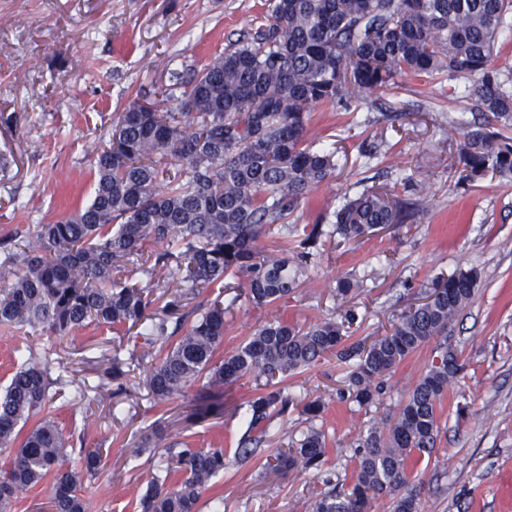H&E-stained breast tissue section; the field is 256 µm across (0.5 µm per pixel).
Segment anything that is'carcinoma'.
I'll return each instance as SVG.
<instances>
[{
    "instance_id": "1",
    "label": "carcinoma",
    "mask_w": 512,
    "mask_h": 512,
    "mask_svg": "<svg viewBox=\"0 0 512 512\" xmlns=\"http://www.w3.org/2000/svg\"><path fill=\"white\" fill-rule=\"evenodd\" d=\"M271 22L216 58L187 82L160 91L175 107L162 112L132 101L109 142L95 148L91 202L31 238L0 239V327L41 329L64 336L92 324L139 329L143 354L120 351L100 375L97 389L115 403L134 393L131 368L149 361L146 386L165 403L195 383L190 421L224 413V386L249 377L261 392L248 401V434L239 452L260 447L266 426L294 405L281 383L332 356L355 361L348 394L364 407L383 379L429 343L436 356L410 389L395 417L356 441L350 479L324 493L313 512H371L388 497L392 512H419L408 470L411 454L429 455L440 433L436 406L463 371L448 332L469 304L479 281L475 269L431 281L428 301L393 317L389 332L370 344L349 342L347 322L308 328L274 319L261 325L228 357L217 358L224 317L241 299L262 307L292 294L304 265L325 236L358 241L379 225L413 221L416 204L392 201L365 188L332 214V230L314 224L304 237L266 250L258 240L275 231L312 188L336 171V152L306 145L309 112L333 104L352 84L372 92L399 77L442 72L465 75L478 110L512 126V92L491 61L501 33L512 28V0H271ZM461 180L512 177V137L475 123L460 133ZM148 244L162 249L143 256ZM156 282L177 279L183 291L156 310L154 293L126 274L132 257ZM243 280L230 294L226 278ZM220 292L205 308L187 309V296ZM60 382L51 368L29 359L0 392V512L18 488L49 480L52 512H86L82 479L96 475L99 450L85 452L84 470L63 466L67 442L47 411ZM38 420L21 434L33 417ZM167 466L150 474L140 512H199L211 479L224 470V451L182 443ZM279 471H320L325 434L314 427L271 454Z\"/></svg>"
}]
</instances>
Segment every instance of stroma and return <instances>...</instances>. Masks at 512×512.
<instances>
[{
	"label": "stroma",
	"instance_id": "1",
	"mask_svg": "<svg viewBox=\"0 0 512 512\" xmlns=\"http://www.w3.org/2000/svg\"><path fill=\"white\" fill-rule=\"evenodd\" d=\"M267 19L266 0H0V236L34 235L38 225L89 203L94 148L109 140L128 104L156 99L171 71H201ZM470 84L453 73L409 75L388 89L349 91L311 112L306 139L336 146L338 168L288 216L287 234L265 235L262 248L327 223L364 179L392 198L420 201L424 215L357 242L323 239L287 299L235 308L218 350L232 354L274 318L306 327L344 321L350 308L358 314L352 340L368 343L389 332L393 315L420 302L434 276L477 269L480 286L448 335L466 369L439 402L433 453L409 464L420 512H512V494L504 490L512 479V178L458 182L457 129L478 112L464 93ZM344 278L361 282L347 306L336 297ZM137 344L134 331L124 329L26 337L0 329V389L28 357L49 361L63 375L50 408L72 444L66 467L82 465L74 442L102 451L96 477L82 481L87 512H137L146 472L169 459L167 449H139L157 421L170 440L225 453L200 512H312L322 492L351 477L356 439L399 413L435 356L428 344L407 357L367 407L341 398L350 367L335 359L288 377L296 407L274 418L261 448L244 459L238 444L248 428L253 379L225 386L223 415L193 425L186 421L191 394L154 404L143 368L130 373L137 396L120 412L97 396L91 360L107 365L113 349L129 352ZM313 400L325 408L311 421L302 406ZM312 425L326 436L323 470L273 471L270 451Z\"/></svg>",
	"mask_w": 512,
	"mask_h": 512
}]
</instances>
